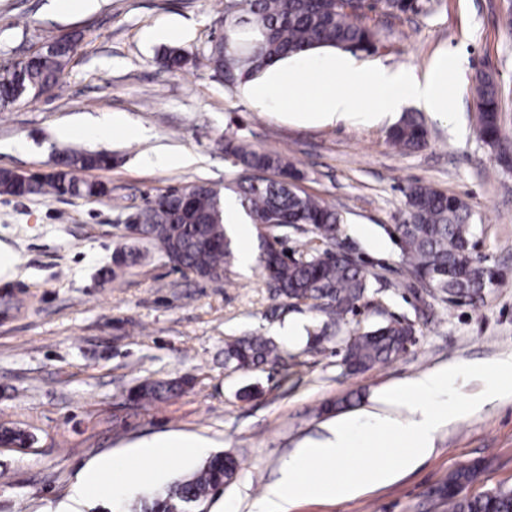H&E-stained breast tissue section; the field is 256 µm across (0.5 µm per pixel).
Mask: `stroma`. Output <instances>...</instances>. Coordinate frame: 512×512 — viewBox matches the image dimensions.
I'll return each instance as SVG.
<instances>
[{"mask_svg": "<svg viewBox=\"0 0 512 512\" xmlns=\"http://www.w3.org/2000/svg\"><path fill=\"white\" fill-rule=\"evenodd\" d=\"M226 0H94L59 8L55 0H0V62L37 51L45 36L79 47L64 88L0 109V167L47 174L72 147L105 152L111 168L89 179L110 194L83 198L0 195V246L20 255L13 279H0V424L34 437L30 447H0V512H46L68 505L77 473L98 458L153 437H200L232 453L240 468L207 512L225 498L249 512L294 448L321 437L336 419L364 412L402 415L380 396L423 373L469 367L453 404L479 407L446 423L434 452L391 484L344 503L313 500L290 512H446L433 491L455 471L479 466L466 496L512 487V387L486 398L483 368L512 360V166L476 132L474 76L491 73L500 92L502 131L512 137V0H433L427 14L376 16L378 49L357 63L425 70L459 53L461 134L425 112L427 144L399 152L387 142L396 117L308 124L253 104L247 85L232 88L204 68L164 69V49L196 53L219 30ZM130 120L106 137L62 140L59 127L110 113ZM234 138L284 154L298 185L333 205L340 242L361 262L369 294L347 330L392 318L415 327L397 359L360 374L342 364L343 343L305 349L326 317L304 303L277 305L258 266L232 265L207 280L147 256L117 282L98 278L113 252L129 245L123 226L147 198L192 182L235 184L240 169L222 144ZM166 150L187 166H158ZM423 183L461 198L477 230L474 259L500 277L483 301L453 305L431 296L407 270L391 230L405 188ZM245 333L273 339L287 366L242 372L224 366V343ZM187 377L180 396L143 409L127 399L145 380Z\"/></svg>", "mask_w": 512, "mask_h": 512, "instance_id": "obj_1", "label": "stroma"}]
</instances>
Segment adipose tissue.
<instances>
[{"label":"adipose tissue","instance_id":"obj_1","mask_svg":"<svg viewBox=\"0 0 512 512\" xmlns=\"http://www.w3.org/2000/svg\"><path fill=\"white\" fill-rule=\"evenodd\" d=\"M460 373L457 367L433 371L385 391L383 402L402 405L404 416L372 412L330 424L326 435L306 441L283 461L251 512H287L306 500L349 501L416 469L433 453L438 429L455 418L448 400ZM208 453V442L197 438L142 442L82 469L72 500L79 504L102 493L122 498L150 485L171 458L194 460Z\"/></svg>","mask_w":512,"mask_h":512}]
</instances>
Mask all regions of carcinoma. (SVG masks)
Returning a JSON list of instances; mask_svg holds the SVG:
<instances>
[{"instance_id":"1","label":"carcinoma","mask_w":512,"mask_h":512,"mask_svg":"<svg viewBox=\"0 0 512 512\" xmlns=\"http://www.w3.org/2000/svg\"><path fill=\"white\" fill-rule=\"evenodd\" d=\"M231 10L220 20L223 38L207 51L190 55L182 48H169L161 57L163 67L180 70L187 64L209 69L213 76L233 87L260 76L274 64L310 50L331 47L371 53L377 31L367 22L368 13L391 17L417 15L419 0H230ZM77 51L70 36L49 38L40 51L0 73V107L32 96L63 88V73ZM477 130L487 145L506 156L512 139L502 131L498 86L485 72L475 75ZM389 144L413 151L426 143L423 123L411 113L402 116L388 132ZM224 151L247 175L229 190L236 193L245 214L255 225L260 240L259 266L267 281L274 283V298L307 303L325 314L329 322L309 333L307 349L325 350L326 328L341 327L354 313L369 290L360 264L332 251L341 233L342 215L324 201L308 195L294 183L293 166L279 152L256 150L231 139ZM112 158L103 153L69 149L60 156L58 168L49 175L17 179L9 168H0V194L16 197L68 196L99 199L109 193L99 181L85 173L106 169ZM273 170L277 179H264L258 172ZM406 217L395 225L401 251L412 276L429 274L435 293L451 304L469 302V289L462 275L472 262L469 245L475 225L469 206L425 184L414 183L405 190ZM144 221L132 231V240L155 249L180 271L208 280H219L235 260L234 246L227 234L223 187L194 182L155 195L143 209ZM303 230L318 243L292 253L280 247L288 236L279 231ZM143 257L139 248L115 252L112 265L99 271L105 281L120 278L124 269ZM415 334L414 325L390 319L348 338L343 365L350 374L363 373L387 363L407 350ZM285 351L264 336L246 335L224 344V367L249 371L264 365L278 366ZM184 378L148 381L138 385L130 399L144 407L185 392ZM32 436L6 425L0 426V446L30 445ZM239 468L230 453L213 456L192 474L161 492L147 493L132 506V512H197L205 508L220 489L227 486ZM476 467H464L448 478L437 498L448 503V512H512V488L496 487L482 494L461 495L463 485L476 476Z\"/></svg>"}]
</instances>
